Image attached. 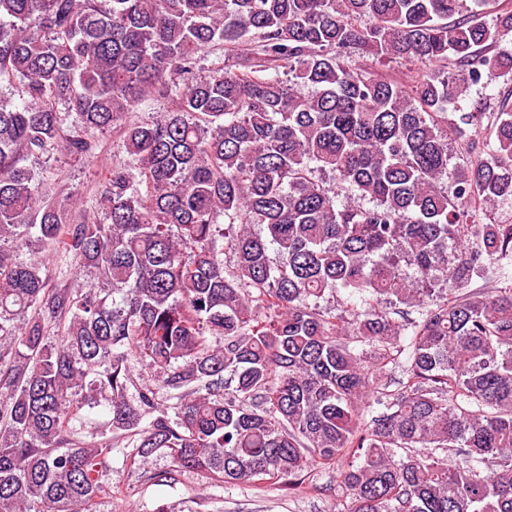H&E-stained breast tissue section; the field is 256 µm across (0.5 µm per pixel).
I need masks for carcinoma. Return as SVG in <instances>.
I'll use <instances>...</instances> for the list:
<instances>
[{"label":"carcinoma","instance_id":"obj_1","mask_svg":"<svg viewBox=\"0 0 512 512\" xmlns=\"http://www.w3.org/2000/svg\"><path fill=\"white\" fill-rule=\"evenodd\" d=\"M491 1L0 0V512L112 495V438L70 425L104 391L131 462L169 458L153 479L295 484L349 456L348 512H512V224L474 221L512 196V108L461 106L512 74ZM213 47L232 65L203 73ZM110 129L135 171L73 223L20 161ZM31 232L92 286L16 261ZM131 352L174 414L128 399Z\"/></svg>","mask_w":512,"mask_h":512}]
</instances>
